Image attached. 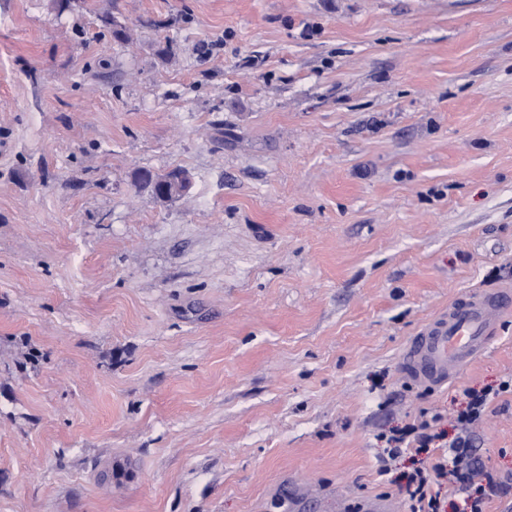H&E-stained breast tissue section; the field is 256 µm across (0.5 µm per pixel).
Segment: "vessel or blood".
<instances>
[{
  "label": "vessel or blood",
  "instance_id": "vessel-or-blood-1",
  "mask_svg": "<svg viewBox=\"0 0 512 512\" xmlns=\"http://www.w3.org/2000/svg\"><path fill=\"white\" fill-rule=\"evenodd\" d=\"M512 309V291L498 289L454 301L409 342L405 367L415 377L443 383L487 352L502 314Z\"/></svg>",
  "mask_w": 512,
  "mask_h": 512
}]
</instances>
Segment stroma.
<instances>
[{
    "mask_svg": "<svg viewBox=\"0 0 512 512\" xmlns=\"http://www.w3.org/2000/svg\"><path fill=\"white\" fill-rule=\"evenodd\" d=\"M493 288L512 0H0V512L404 505L385 436H455L512 314L443 385L405 346ZM472 435L512 512V392ZM165 175L166 174L157 176L148 175V177L155 179L152 185L155 196L162 199H174L187 193L189 185L185 180L184 175L175 172L164 179L156 180V178L163 177Z\"/></svg>",
    "mask_w": 512,
    "mask_h": 512,
    "instance_id": "stroma-1",
    "label": "stroma"
}]
</instances>
